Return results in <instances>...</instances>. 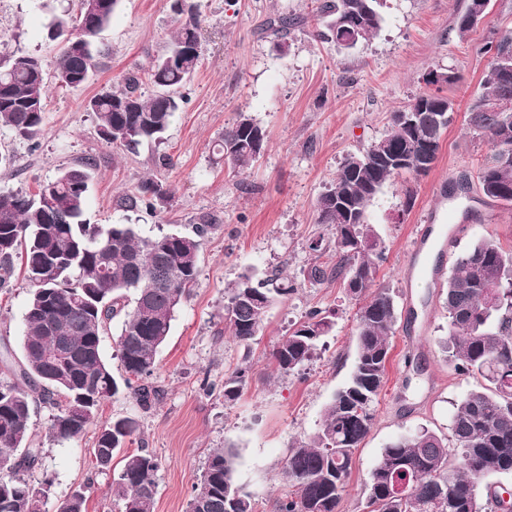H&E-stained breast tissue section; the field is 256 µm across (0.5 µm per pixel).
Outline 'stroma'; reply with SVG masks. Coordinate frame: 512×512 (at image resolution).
Returning <instances> with one entry per match:
<instances>
[{"label": "stroma", "instance_id": "1", "mask_svg": "<svg viewBox=\"0 0 512 512\" xmlns=\"http://www.w3.org/2000/svg\"><path fill=\"white\" fill-rule=\"evenodd\" d=\"M195 2L202 59L162 143L114 149L99 137L86 109L91 97L112 90L127 72L146 71L175 30L170 0H120L88 81L51 86L43 135L30 142L0 129V150L12 157L11 166L0 169V190L35 191L61 169L90 158V223L133 224L153 236L188 234L216 220L217 229L200 241L197 282L158 355L152 382L160 401L145 410L119 398L107 402L100 417H138V437L160 463L154 512H187L211 449L227 444L238 450L235 481L251 495L256 512H276L277 500L289 492L282 480L289 450L317 432L356 352V302L336 283L304 278L313 263L329 261L336 240L334 230L317 223L316 201L348 155L385 133L390 112L426 91L429 70L453 75L441 92L454 101L455 112L433 169L396 178L367 208L368 222L388 247L379 281L390 288L399 320L374 423L355 452L338 507L364 512L366 481L381 449L420 426L447 433L456 401L480 386L458 374L446 356L444 280L422 269L408 281L402 266L432 209L437 223L460 226V249L492 239L512 250V207L480 190L477 173L490 148L465 118L488 70L489 59L476 46L490 28L512 31V0H491L487 25L463 37L456 18L466 0H385L382 29L352 49L316 39L323 28L317 0ZM76 8L77 0H0V35L8 50L53 64L48 26L55 14ZM280 15L300 21L284 51L265 33L267 21ZM241 112L268 135L261 159L245 173L212 161L216 140ZM162 154L173 157V166H157ZM147 178L173 193L163 213L119 208L118 198L135 193ZM244 273L280 275L294 287L269 308L261 331L247 343L224 331V290ZM28 298L21 275L0 290V355L20 353ZM314 308L333 315L334 329L301 374L277 372L274 346ZM239 367L248 368L249 378L235 400H226L224 379ZM96 432L92 426L78 439L45 443L42 464L26 471V479L36 486L51 479L52 500L81 488L87 512H122L111 478L93 468Z\"/></svg>", "mask_w": 512, "mask_h": 512}]
</instances>
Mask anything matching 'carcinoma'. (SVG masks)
Segmentation results:
<instances>
[{
  "instance_id": "obj_1",
  "label": "carcinoma",
  "mask_w": 512,
  "mask_h": 512,
  "mask_svg": "<svg viewBox=\"0 0 512 512\" xmlns=\"http://www.w3.org/2000/svg\"><path fill=\"white\" fill-rule=\"evenodd\" d=\"M85 13L65 11L54 18L47 39L59 47L54 78L61 87H78L95 68L97 39L112 22L119 0ZM383 0H320L326 19L321 39L345 48L366 42L381 29ZM176 28L165 54L146 72L158 88L140 91L141 76L132 71L123 87L92 97L88 110L97 132L115 148L134 149L159 143L183 101L181 89L201 61L197 5H171ZM294 19L281 15L268 22L285 38ZM489 56L481 95L468 107V125L491 149L481 168L483 194L512 204V81L504 82L492 41L479 46ZM49 94L42 59L20 50L0 55V128L27 141L44 132ZM419 124L390 115L389 127L376 141L345 158L317 199L316 223L336 230V262L307 270L313 282H338L359 304L356 357L348 384L325 405L319 430L290 449L282 478L294 492L276 504L277 512H337L346 491L353 457L370 433L374 403L386 381L397 309L390 289L377 284L387 245L367 221V207L388 183L403 174L415 177L434 167L440 142L452 121L454 104L440 91L420 94ZM267 141L266 131L240 112L224 127L216 144L218 160L239 171L254 167ZM94 161L61 170L33 193L0 191V288L12 285L14 259H21L31 285L24 315V368L0 371V512H42L24 472L41 464L44 442L33 428V400L52 409L47 437L80 438L98 419L104 403L121 396L148 409L161 390L149 382L160 348L170 335L175 314L198 276L200 239L215 225L195 226L194 235L166 232L141 236L134 224H91L85 219ZM172 192L152 179L119 200L127 211L156 210ZM294 287L278 278L255 283L242 274L224 292V324L240 342L251 341L263 327L268 308ZM448 337L445 352L458 371L482 379L481 388L455 404L450 436L420 427L383 448L367 486L368 512H498L496 495H480L479 477L512 474V253L485 239L460 256L446 281ZM121 318L116 341L124 375L116 377L101 346L107 325ZM333 322L322 310L272 350L282 374L311 361ZM71 357L60 362L59 345ZM246 370L224 381V398L238 396ZM140 430L138 418L116 416L99 425L92 454L100 475L121 456L112 480V496L124 512H154L158 462L142 448L125 449ZM238 452L232 446L211 450L200 481L193 486L188 512H255L252 497L235 482ZM54 512H86V495H69Z\"/></svg>"
}]
</instances>
